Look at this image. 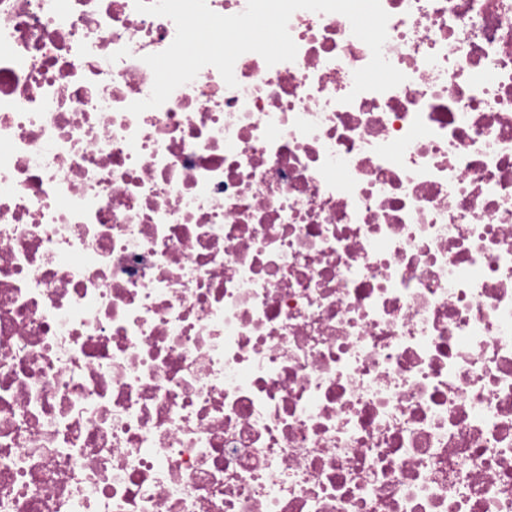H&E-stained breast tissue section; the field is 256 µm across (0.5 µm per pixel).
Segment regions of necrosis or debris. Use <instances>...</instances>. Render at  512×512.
<instances>
[{"label": "necrosis or debris", "instance_id": "necrosis-or-debris-1", "mask_svg": "<svg viewBox=\"0 0 512 512\" xmlns=\"http://www.w3.org/2000/svg\"><path fill=\"white\" fill-rule=\"evenodd\" d=\"M141 115L174 22L0 0V512H512V0H381Z\"/></svg>", "mask_w": 512, "mask_h": 512}]
</instances>
